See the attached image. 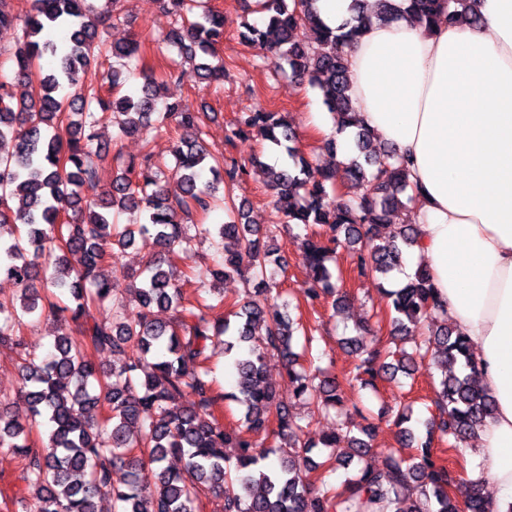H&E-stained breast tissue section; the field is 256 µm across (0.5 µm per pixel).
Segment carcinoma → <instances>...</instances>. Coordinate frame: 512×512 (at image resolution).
Masks as SVG:
<instances>
[{"label":"carcinoma","instance_id":"1","mask_svg":"<svg viewBox=\"0 0 512 512\" xmlns=\"http://www.w3.org/2000/svg\"><path fill=\"white\" fill-rule=\"evenodd\" d=\"M96 0H30L25 13L0 0V26L20 29L10 53L11 76L0 61V141L14 151L0 155V275L13 280L18 293L0 297V344L18 349L20 395L28 414L11 410L0 396V451L17 455L22 480L34 503L21 497L23 512H99L97 502L112 497L115 512H198L205 492L222 493L237 481L242 493L224 499V512H489L482 485L458 484L453 471L433 453L436 440L463 448L491 417L492 397L477 385V361L467 337L448 324V311L424 263L406 275L399 288H388L401 272L417 229L399 224L385 232L390 213L414 209L420 191L410 180L408 160L383 147L370 149L374 135L362 124L349 80L343 47L356 40L371 21L367 0H352L349 18L332 27L319 14L318 0H257L261 20L243 22L247 39L265 42L271 61L288 64L292 74L317 88L333 116L335 133L353 130L347 156L337 158V141L323 147L335 162L313 166L299 147L298 135L284 112H247L232 124L231 141L256 127L269 145L283 149L292 168H269L267 188L282 225L319 226L325 237L308 234L303 263L308 287L303 306L313 311L330 299L343 302V276L333 263L347 252L360 275L374 274L389 299V335L396 349L372 340L367 321L342 344L354 359V378L411 377L417 360L431 356L440 371L436 415L422 421L406 408L392 413L401 444L417 449L408 459L391 456L383 467L365 463L376 426L350 422L342 434L304 439L302 418L265 381L267 355H278L294 397L311 412L328 416L343 403L334 378H318L302 364L315 361V325L303 321L300 305L277 304V273L287 260L266 245L269 234L249 220L246 200L233 191L244 165H224V155L203 143L202 115L187 104L169 103L164 81L142 74L136 96H114L126 72L143 58L138 40L110 43L98 26L120 19V0H105L111 10L96 12ZM388 18L412 16L431 32L441 24L466 19L480 22L478 0H379ZM170 19L162 42L180 57L200 59L201 78L219 81L224 60L216 45L224 37V12L206 0H161ZM43 55L54 68L40 75L34 92L14 101L13 84L32 83L33 61ZM113 59L104 78L94 67L98 57ZM104 120L117 136L152 124L159 132L175 126L194 132L173 147L168 164L146 154L99 186L103 148L96 127ZM223 201L228 221L185 224L193 214L207 215ZM121 211L136 212L141 224H118ZM152 239L156 251L129 289L100 273L114 247H131L136 236ZM210 239L224 257L212 270L219 282L242 277L255 282L248 300L233 312L234 321L212 324L206 306L193 304L184 288L191 276L165 267L166 254L191 260L197 242ZM83 263H67L66 253ZM173 312L168 323L149 318L153 308ZM53 316L52 342L44 353L23 339L27 324ZM224 338V356L233 359L236 389L232 398L244 408V428L226 429L217 412L226 399L209 378L208 342ZM107 351L116 357L105 367L95 361ZM154 362L147 363L148 357ZM188 393L192 402L169 403ZM42 425L46 437L31 440ZM269 438L284 445L264 448ZM332 449L331 469L357 463L340 488L317 484L310 452ZM171 456L183 471L166 466Z\"/></svg>","mask_w":512,"mask_h":512}]
</instances>
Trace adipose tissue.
<instances>
[{"mask_svg":"<svg viewBox=\"0 0 512 512\" xmlns=\"http://www.w3.org/2000/svg\"><path fill=\"white\" fill-rule=\"evenodd\" d=\"M433 32L376 19L348 50L364 125L421 188L414 256L468 336L496 409L469 457L492 512H512V0Z\"/></svg>","mask_w":512,"mask_h":512,"instance_id":"ef3b65f1","label":"adipose tissue"}]
</instances>
